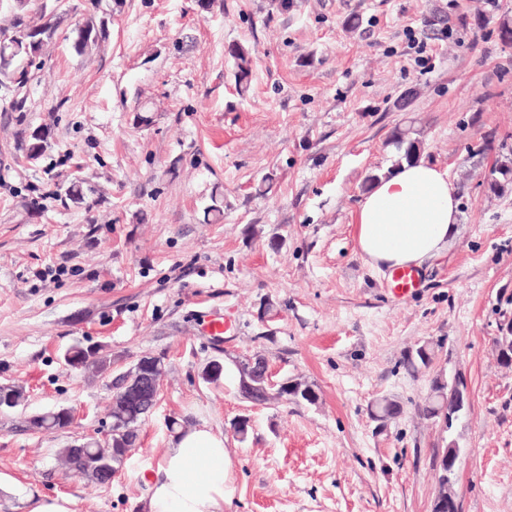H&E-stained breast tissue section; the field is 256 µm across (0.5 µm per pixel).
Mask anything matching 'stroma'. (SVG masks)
<instances>
[{
    "instance_id": "stroma-1",
    "label": "stroma",
    "mask_w": 512,
    "mask_h": 512,
    "mask_svg": "<svg viewBox=\"0 0 512 512\" xmlns=\"http://www.w3.org/2000/svg\"><path fill=\"white\" fill-rule=\"evenodd\" d=\"M99 14L107 41L80 56L60 29L23 113L0 86V382L26 394L0 411V477L17 488L0 512L42 496L145 512L173 420L223 433L224 512H432L452 440L461 512H512V367L494 345L512 320V186L487 183L512 157V45L498 33L512 0H100ZM238 43L252 50L243 93ZM43 123L53 145L27 164L20 136ZM398 128L460 197L458 238L403 300L354 240ZM75 178L97 186V205L61 203ZM216 199L223 218L206 217ZM214 313L235 322L219 348ZM75 343L111 354V373L66 367ZM423 345L429 368L408 369ZM146 353L168 373L138 447L107 486L65 470L60 449L104 438L113 376ZM256 354L275 378L313 384L318 404L243 400L234 361ZM223 356V379L203 380ZM439 374L470 396L449 428L416 414ZM383 398L403 413L381 427L369 410ZM59 408L68 428H30Z\"/></svg>"
}]
</instances>
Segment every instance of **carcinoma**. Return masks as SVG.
<instances>
[{
  "mask_svg": "<svg viewBox=\"0 0 512 512\" xmlns=\"http://www.w3.org/2000/svg\"><path fill=\"white\" fill-rule=\"evenodd\" d=\"M32 2L33 0H12V22L9 28L0 32V85L12 81L19 85L26 83L29 67L33 66L36 57L52 42L58 29L71 20L69 11L58 6L48 12L43 5L39 8L40 21L35 22L30 17L34 11ZM73 32L75 36L72 49L80 56L86 55L107 39V20L90 14L74 24ZM229 55L235 60L237 82L243 88L247 86L251 74V50L243 45L234 44L229 47ZM36 130L52 134L51 126L47 124L29 131L27 139L21 145L24 156L29 161L41 158L52 145L50 139L41 142V139L34 135ZM391 144L397 149L401 160L409 161L420 153L418 140L411 138L407 130L395 131L391 136ZM491 174L496 176V180L489 184L490 190L504 191L505 187L512 183V159L506 157L497 162ZM96 193L95 186L83 180L70 183L65 190L68 199L83 202ZM68 354L79 362L82 371L92 376L107 374L112 369L111 358L99 348L88 349L75 345L68 350ZM452 388L453 381H447L441 375L436 376L425 404L418 408L419 415L427 420L437 419L444 407L448 406ZM237 391L242 398L255 405H266L271 399L267 382L260 373L251 379V388L248 391H243L240 385L237 386ZM148 411L147 405L111 403L108 418L113 422H120V425L113 428L104 439L88 442V447L83 449L85 460L78 474L97 484L112 476V471L123 463L126 453L135 447L139 438L140 423ZM400 413L401 406L388 399L376 402L371 408L372 418L383 425ZM29 423L46 432L63 430L70 425V421L61 420L57 411L36 415L29 419Z\"/></svg>",
  "mask_w": 512,
  "mask_h": 512,
  "instance_id": "carcinoma-1",
  "label": "carcinoma"
}]
</instances>
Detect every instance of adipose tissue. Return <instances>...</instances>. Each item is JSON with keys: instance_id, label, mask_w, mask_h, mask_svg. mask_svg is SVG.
<instances>
[{"instance_id": "adipose-tissue-1", "label": "adipose tissue", "mask_w": 512, "mask_h": 512, "mask_svg": "<svg viewBox=\"0 0 512 512\" xmlns=\"http://www.w3.org/2000/svg\"><path fill=\"white\" fill-rule=\"evenodd\" d=\"M458 189L424 158L380 175L361 196L354 238L377 269L422 267L459 235ZM232 475L222 432L203 425L176 433L158 469L146 512H224Z\"/></svg>"}]
</instances>
